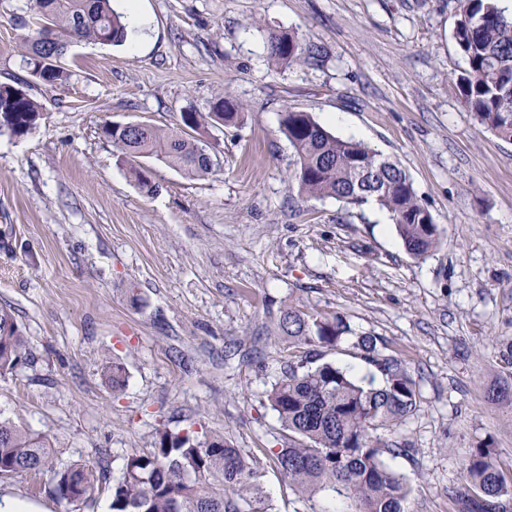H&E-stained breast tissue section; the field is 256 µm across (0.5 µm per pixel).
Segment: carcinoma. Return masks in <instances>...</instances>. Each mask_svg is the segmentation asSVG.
<instances>
[{
  "label": "carcinoma",
  "mask_w": 512,
  "mask_h": 512,
  "mask_svg": "<svg viewBox=\"0 0 512 512\" xmlns=\"http://www.w3.org/2000/svg\"><path fill=\"white\" fill-rule=\"evenodd\" d=\"M454 39L467 68L451 88L474 119L498 138L512 141V17L497 0H454ZM37 34L26 38L28 64L38 72L40 59L75 42L120 46L127 38L123 15L112 0H33ZM55 37L51 44L42 33ZM267 54L275 65H318L323 52L299 35L271 32ZM17 87L0 84V135L23 136L42 119V106ZM244 105L218 97L208 111L188 109L179 126L145 125L132 131L106 122L102 136L112 143L116 162L129 165L139 190L151 195L156 185L135 159L148 157L190 177L210 174L215 161L204 140L191 135L206 125L236 122ZM281 127L294 149L292 179L305 200L333 198L351 208L374 204L386 211L406 251L422 257L440 244V231L418 199L407 173L365 144L328 131L304 110L282 114ZM280 335L306 348L298 362L267 392L270 407L288 436L275 453L290 489L311 512H407L411 488L384 455L407 452L404 445L384 441L380 428L404 422L420 402L416 382L404 362L385 355L375 336H360L356 347L381 376L356 379L333 362L315 363L318 349L338 345L350 332L339 315L304 312L289 307L278 320ZM27 342L15 317L0 308V376L27 359ZM125 367L112 362L107 379L112 390L125 385ZM48 469L51 494L75 504L91 498L96 472L81 463L61 464L49 439L10 420H0V476ZM462 489L449 498L458 512H501L502 498H512V482L499 468L495 451L471 449L460 468ZM263 474L257 462L222 435L205 439L189 434L156 432L153 450L127 456L122 473L109 485L111 512H271ZM325 503L314 508L317 499Z\"/></svg>",
  "instance_id": "obj_1"
}]
</instances>
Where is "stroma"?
<instances>
[{
	"label": "stroma",
	"instance_id": "35a3bbf8",
	"mask_svg": "<svg viewBox=\"0 0 512 512\" xmlns=\"http://www.w3.org/2000/svg\"><path fill=\"white\" fill-rule=\"evenodd\" d=\"M145 37L69 46L66 82L32 77L31 0H0V83L43 108L22 137L0 135V307L30 355L0 376V418L48 437L60 462L105 475L87 502L50 493V471L0 477V499L30 512H110L109 480L166 427L224 435L253 454L272 512H306L275 465L283 430L266 392L297 348L276 334L281 309L338 314L351 328L321 361L373 373L354 343L378 337L420 393L391 459L410 512H454L449 490L471 448L512 469V408L488 393L512 378V141L482 129L451 88L467 62L454 0H140ZM303 35L322 65L275 66L269 32ZM237 123L202 129L216 161L192 179L142 159L141 193L106 122L179 124L219 96ZM305 110L336 136L398 163L441 231L415 258L389 215L303 201L280 126ZM123 389L108 385L112 362Z\"/></svg>",
	"mask_w": 512,
	"mask_h": 512
}]
</instances>
